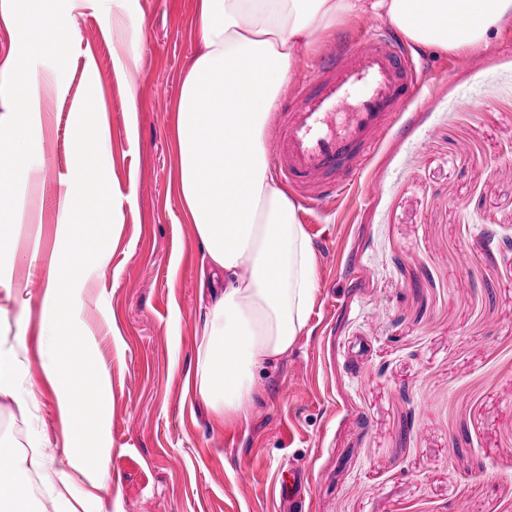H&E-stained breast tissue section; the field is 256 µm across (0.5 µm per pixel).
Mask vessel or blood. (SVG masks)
Wrapping results in <instances>:
<instances>
[{
  "instance_id": "vessel-or-blood-1",
  "label": "vessel or blood",
  "mask_w": 512,
  "mask_h": 512,
  "mask_svg": "<svg viewBox=\"0 0 512 512\" xmlns=\"http://www.w3.org/2000/svg\"><path fill=\"white\" fill-rule=\"evenodd\" d=\"M418 97L419 80L395 42L373 34L342 44L282 115L272 155L283 179L315 203L343 192Z\"/></svg>"
}]
</instances>
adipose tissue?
<instances>
[{
    "mask_svg": "<svg viewBox=\"0 0 512 512\" xmlns=\"http://www.w3.org/2000/svg\"><path fill=\"white\" fill-rule=\"evenodd\" d=\"M366 16L390 21L419 48L448 53L488 46L512 28V0H198L200 48L184 77L171 138L174 191L202 255L200 285L209 311L197 330L196 363L188 378L215 422L245 419L262 389L257 372L279 361L307 325L316 289L312 242L297 204L280 187L265 141L293 68L319 37ZM0 23L21 39L0 74L8 85L7 114L20 124L0 180V254L22 251L42 259L41 316L35 340L0 338V399L31 423L28 451L0 433V512H33L30 480L41 473L57 512H105L112 387L98 365L93 337L69 335L84 275L111 260V231L119 211L105 177L110 146L98 114L77 113L70 179L58 202L50 254L30 225L20 188L30 187L46 160L28 129L41 127V86L62 83V71L35 64L49 51L68 55L77 33L63 18L18 12L0 0ZM38 357L41 376L30 371ZM54 388L63 444L51 443L33 416L39 379ZM92 419L95 463L74 430Z\"/></svg>",
    "mask_w": 512,
    "mask_h": 512,
    "instance_id": "1",
    "label": "adipose tissue"
}]
</instances>
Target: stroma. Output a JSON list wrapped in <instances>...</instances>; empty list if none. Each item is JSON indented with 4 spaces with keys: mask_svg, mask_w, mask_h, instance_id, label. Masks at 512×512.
<instances>
[{
    "mask_svg": "<svg viewBox=\"0 0 512 512\" xmlns=\"http://www.w3.org/2000/svg\"><path fill=\"white\" fill-rule=\"evenodd\" d=\"M78 36L32 134L45 173L26 208L52 250L71 167L73 110L103 83L121 204L105 271L88 276L74 331L95 336L112 385L114 512H283L281 467L300 468L301 512H512V29L457 54L408 47L426 75L341 201L301 206L317 291L288 355L260 373L246 421L224 427L186 392L204 317L201 254L173 192V108L198 48L197 0H47ZM386 21L321 38L317 57ZM137 51L134 77L118 64Z\"/></svg>",
    "mask_w": 512,
    "mask_h": 512,
    "instance_id": "35a3bbf8",
    "label": "stroma"
}]
</instances>
